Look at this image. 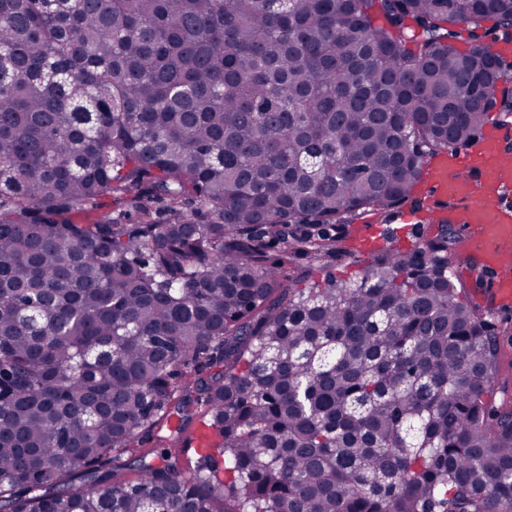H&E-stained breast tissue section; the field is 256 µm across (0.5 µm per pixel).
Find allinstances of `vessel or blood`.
Instances as JSON below:
<instances>
[{"label": "vessel or blood", "instance_id": "vessel-or-blood-1", "mask_svg": "<svg viewBox=\"0 0 512 512\" xmlns=\"http://www.w3.org/2000/svg\"><path fill=\"white\" fill-rule=\"evenodd\" d=\"M422 186L428 196L460 203L467 257L492 274L491 300L511 305L512 204L502 194L512 187V159L501 149L499 129L488 127L466 152L431 160Z\"/></svg>", "mask_w": 512, "mask_h": 512}]
</instances>
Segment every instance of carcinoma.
Masks as SVG:
<instances>
[{
	"instance_id": "1",
	"label": "carcinoma",
	"mask_w": 512,
	"mask_h": 512,
	"mask_svg": "<svg viewBox=\"0 0 512 512\" xmlns=\"http://www.w3.org/2000/svg\"><path fill=\"white\" fill-rule=\"evenodd\" d=\"M508 17L0 0V512H512L505 335L457 232L353 224L512 122ZM461 248L462 245H460L457 252L453 256L452 268L457 278L459 279V282L465 288V294L469 297L470 301L483 308L490 306V304L486 300L488 277L486 278L483 287L478 288L474 284V279L472 278L469 272V265L466 263L465 257L460 253Z\"/></svg>"
}]
</instances>
